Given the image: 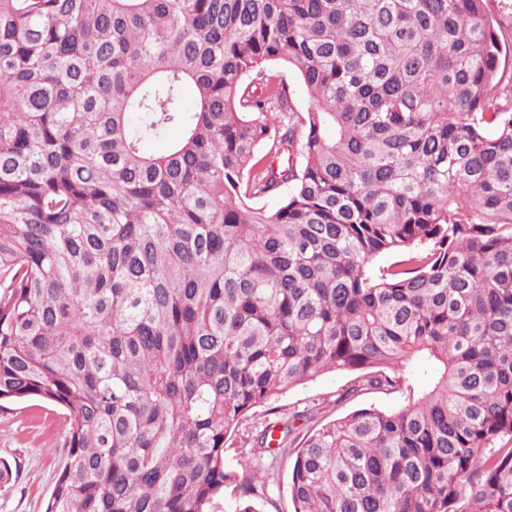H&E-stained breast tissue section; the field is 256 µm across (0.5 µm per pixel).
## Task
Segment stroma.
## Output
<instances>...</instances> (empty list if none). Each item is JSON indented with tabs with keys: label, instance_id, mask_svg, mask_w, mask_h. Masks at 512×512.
<instances>
[{
	"label": "stroma",
	"instance_id": "obj_1",
	"mask_svg": "<svg viewBox=\"0 0 512 512\" xmlns=\"http://www.w3.org/2000/svg\"><path fill=\"white\" fill-rule=\"evenodd\" d=\"M352 378L346 371L326 373L279 397L277 413L286 416L306 410L315 414L328 406L340 416L363 407L393 410L400 406L398 395L375 389L344 398ZM65 435L64 411L55 404L30 399L0 411V460L12 468L11 478L0 481V512H43L59 471L70 460Z\"/></svg>",
	"mask_w": 512,
	"mask_h": 512
}]
</instances>
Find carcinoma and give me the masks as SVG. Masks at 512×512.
<instances>
[{"label": "carcinoma", "mask_w": 512, "mask_h": 512, "mask_svg": "<svg viewBox=\"0 0 512 512\" xmlns=\"http://www.w3.org/2000/svg\"><path fill=\"white\" fill-rule=\"evenodd\" d=\"M508 42L488 0H0V409L66 411L45 512H260L292 451L294 512H512ZM336 370L402 407L226 466ZM265 409L266 408H260L255 414H250L249 418L240 425L236 434L233 433V437L230 442L233 440L234 445L226 451V464L228 466L235 467L237 465L235 448L240 446H249V439L255 433L256 426H261V423L265 420L268 422L272 421L273 415H267V413H264Z\"/></svg>", "instance_id": "1"}]
</instances>
